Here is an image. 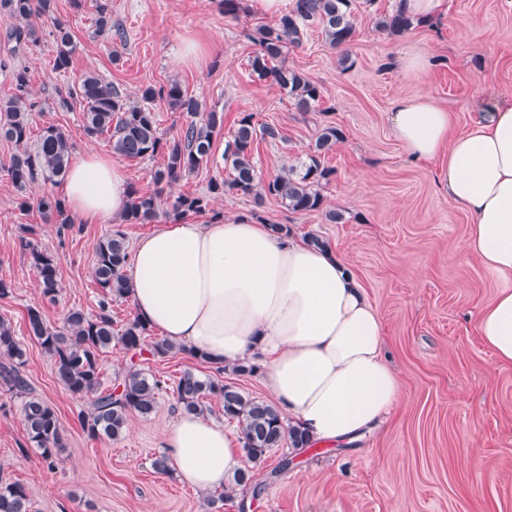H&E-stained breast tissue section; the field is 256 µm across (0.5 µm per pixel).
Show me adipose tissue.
Here are the masks:
<instances>
[{"mask_svg": "<svg viewBox=\"0 0 512 512\" xmlns=\"http://www.w3.org/2000/svg\"><path fill=\"white\" fill-rule=\"evenodd\" d=\"M388 117L413 160H443L439 187L471 218L467 247L503 281L478 308L477 331L512 364V99L458 135L452 113L425 95L396 98ZM127 188L121 167L90 151L70 166L63 204L88 222L116 221ZM127 278L136 316L163 339L219 367L260 357L266 390L313 444L354 441L400 401L381 318L333 250L248 218L177 220L137 240ZM240 445L198 414H178L162 434L179 481L204 492L235 476Z\"/></svg>", "mask_w": 512, "mask_h": 512, "instance_id": "1", "label": "adipose tissue"}]
</instances>
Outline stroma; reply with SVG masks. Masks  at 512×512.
Wrapping results in <instances>:
<instances>
[{
	"mask_svg": "<svg viewBox=\"0 0 512 512\" xmlns=\"http://www.w3.org/2000/svg\"><path fill=\"white\" fill-rule=\"evenodd\" d=\"M102 3L123 37L97 32ZM395 8L396 0H359L357 35L347 50L331 47L316 28L301 47L285 51L282 65L321 87V112L298 111L277 85L252 73L257 32L270 22L253 0H241L234 17L225 16L221 0H83L78 8L55 0L53 17L34 21L38 42L19 48L7 38L12 20L0 14V102L14 92V71L26 70L38 104L34 131L62 129L74 156L112 152L107 136L88 137L81 112L57 100L58 87L87 72L112 83L130 106L142 105L145 87L175 80L203 111L223 113L214 163L164 190L156 223L125 225L129 241L172 221L179 195L206 193L211 178L224 175V147L242 113L283 135L255 143L253 161L264 178L305 160L323 125L343 133L325 159L334 173L320 187L324 212L294 213L274 198L237 192L212 198L211 207L228 219L259 215L295 238L315 234L336 250L384 324L401 401L384 425L354 442L274 450L253 467L259 493L226 487L224 512H512V365L496 363L474 325L477 306L501 282L468 252L471 218L439 191L437 169L409 161L387 121L397 96L422 94L454 112L462 131L491 100L512 96V0H448L446 19L416 22L395 36L378 31L376 18ZM58 20L77 46L64 73L54 68ZM408 53L428 55L427 72L406 75L399 59ZM15 152L0 140V276L12 283L0 298V319L26 348L31 393L56 411L66 453L57 469H47L27 444L20 398L0 388V477L27 488L32 512H211L205 492L151 467L175 417L170 390L160 392L153 414L131 416L120 439H91L77 419L87 401L57 382L50 357L30 339L29 308L56 326L72 308L98 313L92 267L111 225L64 227L37 209H20L23 193L6 173ZM328 210L341 212L342 221H326ZM23 236L54 255L56 300L42 296L19 248ZM141 366L170 381L186 369L219 375L250 396L270 398L262 373L220 374L186 353L150 357ZM291 454L296 462L279 469Z\"/></svg>",
	"mask_w": 512,
	"mask_h": 512,
	"instance_id": "obj_1",
	"label": "stroma"
}]
</instances>
